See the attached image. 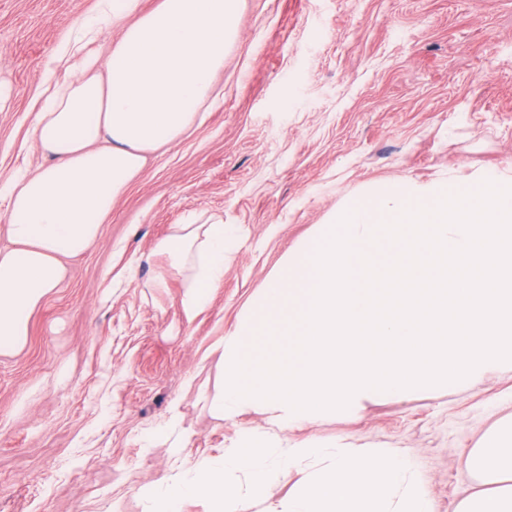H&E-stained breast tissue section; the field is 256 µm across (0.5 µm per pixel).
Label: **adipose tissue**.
I'll return each instance as SVG.
<instances>
[{"instance_id": "1", "label": "adipose tissue", "mask_w": 512, "mask_h": 512, "mask_svg": "<svg viewBox=\"0 0 512 512\" xmlns=\"http://www.w3.org/2000/svg\"><path fill=\"white\" fill-rule=\"evenodd\" d=\"M120 35L105 53L64 52L74 79L54 88L27 131L46 162L0 180L6 204L0 250V354L23 348L33 311L66 277L64 258L89 250L114 202L151 154L179 143L208 100L238 36L242 0H102ZM222 221L182 225L162 241L188 272L186 318L210 304L224 280ZM483 488L459 512H512V416L468 458Z\"/></svg>"}]
</instances>
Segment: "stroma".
<instances>
[{
    "instance_id": "1",
    "label": "stroma",
    "mask_w": 512,
    "mask_h": 512,
    "mask_svg": "<svg viewBox=\"0 0 512 512\" xmlns=\"http://www.w3.org/2000/svg\"><path fill=\"white\" fill-rule=\"evenodd\" d=\"M99 0H0V177L42 163L26 132L60 51ZM218 98L156 152L94 246L0 355V512H143L142 487L222 456L240 432L412 452L436 512L480 490L467 459L512 414V370L381 397L281 432L212 417L217 348L322 225L396 184L512 186V0H244ZM235 235L224 283L187 319L185 275L156 245L192 219ZM178 416L179 447L149 442Z\"/></svg>"
}]
</instances>
